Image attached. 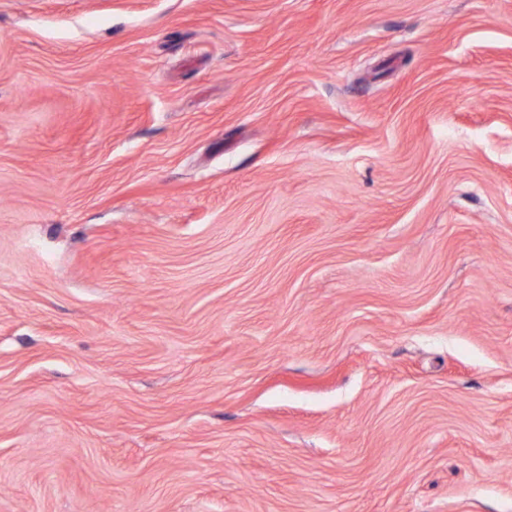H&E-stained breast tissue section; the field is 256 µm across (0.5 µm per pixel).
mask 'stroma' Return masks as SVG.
I'll return each instance as SVG.
<instances>
[{"mask_svg":"<svg viewBox=\"0 0 512 512\" xmlns=\"http://www.w3.org/2000/svg\"><path fill=\"white\" fill-rule=\"evenodd\" d=\"M0 512H512V0H0Z\"/></svg>","mask_w":512,"mask_h":512,"instance_id":"obj_1","label":"stroma"}]
</instances>
